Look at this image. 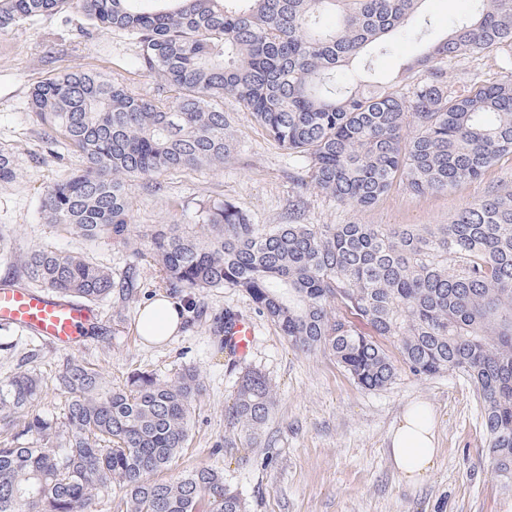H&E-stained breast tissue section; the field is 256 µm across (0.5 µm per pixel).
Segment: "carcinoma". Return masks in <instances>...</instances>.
<instances>
[{
	"label": "carcinoma",
	"instance_id": "carcinoma-1",
	"mask_svg": "<svg viewBox=\"0 0 512 512\" xmlns=\"http://www.w3.org/2000/svg\"><path fill=\"white\" fill-rule=\"evenodd\" d=\"M423 2L0 0V30L75 9L96 31L133 41L137 68L174 93L143 97L83 70L33 85L28 109L45 136L84 163L41 200L48 223L86 240L144 242L158 287L190 303L224 288L245 293L289 345L332 356L364 389L392 384L400 368L465 380L494 472L512 489V194L489 195L449 224H304L297 199L293 224H253L232 203L202 202L190 231L131 225L129 182L224 166L226 95L304 164L315 189L352 208L375 206L397 181L414 193L446 192L512 155V75L454 88L446 69L512 46V0H476V18L433 41L417 20ZM405 40L425 45L399 80L350 75ZM15 177L0 149V182ZM20 267L14 283L90 304L139 288L134 268L116 280L49 245ZM56 380L66 394L58 419L33 409L43 393L35 368L0 378V512H91L113 487L114 512H247L222 470L161 477L189 440L202 390L196 370L165 380L138 371L114 387L95 365L73 361ZM274 403L268 379L247 367L224 420L256 435Z\"/></svg>",
	"mask_w": 512,
	"mask_h": 512
}]
</instances>
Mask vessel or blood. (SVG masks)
Listing matches in <instances>:
<instances>
[{
    "mask_svg": "<svg viewBox=\"0 0 512 512\" xmlns=\"http://www.w3.org/2000/svg\"><path fill=\"white\" fill-rule=\"evenodd\" d=\"M97 319L95 306L25 287H0V326L17 328L50 345L70 348L89 337ZM255 328L238 318L224 331L226 342L238 356H246Z\"/></svg>",
    "mask_w": 512,
    "mask_h": 512,
    "instance_id": "vessel-or-blood-1",
    "label": "vessel or blood"
}]
</instances>
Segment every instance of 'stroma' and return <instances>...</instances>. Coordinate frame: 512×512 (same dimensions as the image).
Here are the masks:
<instances>
[{
  "label": "stroma",
  "mask_w": 512,
  "mask_h": 512,
  "mask_svg": "<svg viewBox=\"0 0 512 512\" xmlns=\"http://www.w3.org/2000/svg\"><path fill=\"white\" fill-rule=\"evenodd\" d=\"M422 16L431 37L450 32L455 21L473 18L472 0H425ZM89 22L80 12L45 14L32 24L0 31V149L14 158L17 177L0 183V228L10 238L8 259L0 258V281L13 277L14 261L49 244L79 251L121 276L137 268L141 286L133 299L99 304L92 338L62 350L0 327V377L27 365L44 381L37 412L59 417L63 394L57 371L70 360L97 364L113 384L142 370L167 379L185 367L197 370L203 391L195 402L192 432L179 467L197 464L223 470L238 486L250 512H512V492L494 476L485 452L476 396L464 381L438 376L418 379L399 372L378 391L356 385L334 359L290 347L279 329L256 315L248 296L233 288L200 298L206 315L184 313L182 329L166 344L145 346L136 331L142 304L158 295L157 274L141 260L139 244L104 238L87 242L46 223L40 198L49 186L79 170L81 157L64 142L47 145L44 130L28 110L31 87L67 70H85L124 83L136 94L155 97L158 82L138 71L136 45L118 33L83 37ZM512 47L448 68V81L492 82L505 76L503 57ZM224 110L233 118V149L220 169L172 172L129 185L131 220L141 229L156 224L192 223L202 200H224L245 211L253 223L284 224L295 195L306 203L312 224H446L488 192H512V156L498 160L476 181L439 194H415L393 186L373 208L336 204L306 182V173L271 141L232 97ZM234 310L250 316L256 329L247 364L269 378L276 396L263 435L250 439L228 428L238 372L215 334L212 316ZM427 406L434 415L437 454L431 472L412 485L396 470L389 436L408 405Z\"/></svg>",
  "instance_id": "1"
}]
</instances>
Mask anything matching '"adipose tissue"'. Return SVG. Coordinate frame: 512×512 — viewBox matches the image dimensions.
Wrapping results in <instances>:
<instances>
[{"label": "adipose tissue", "mask_w": 512, "mask_h": 512, "mask_svg": "<svg viewBox=\"0 0 512 512\" xmlns=\"http://www.w3.org/2000/svg\"><path fill=\"white\" fill-rule=\"evenodd\" d=\"M181 315L177 304L158 295L142 306L136 323L139 336L148 343H164L177 335ZM430 412L422 406L409 408L390 435L392 460L409 482L422 481L431 471L437 452Z\"/></svg>", "instance_id": "1"}]
</instances>
